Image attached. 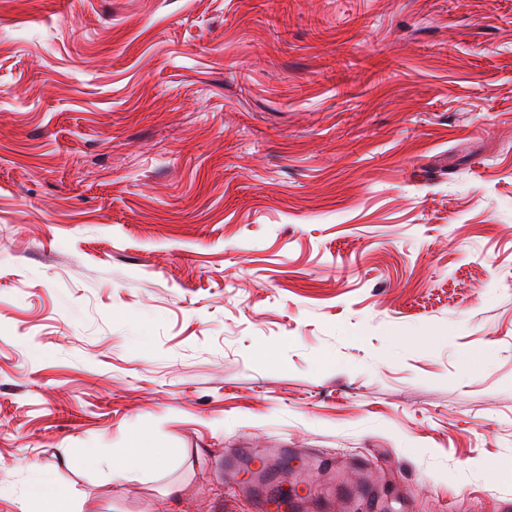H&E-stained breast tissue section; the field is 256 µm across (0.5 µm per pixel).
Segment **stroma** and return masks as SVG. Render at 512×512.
Wrapping results in <instances>:
<instances>
[{
    "label": "stroma",
    "mask_w": 512,
    "mask_h": 512,
    "mask_svg": "<svg viewBox=\"0 0 512 512\" xmlns=\"http://www.w3.org/2000/svg\"><path fill=\"white\" fill-rule=\"evenodd\" d=\"M243 448L512 501V0H0V512H252ZM138 452L133 456H123L118 462L112 458V478L122 479L142 463L147 464L151 469L157 470L164 466L166 454L158 448L151 446L149 437L141 434L134 439ZM27 496L35 502L44 501L53 506V512H71L67 502L60 496L56 495L51 484L45 481H38L31 486L27 492Z\"/></svg>",
    "instance_id": "obj_1"
}]
</instances>
